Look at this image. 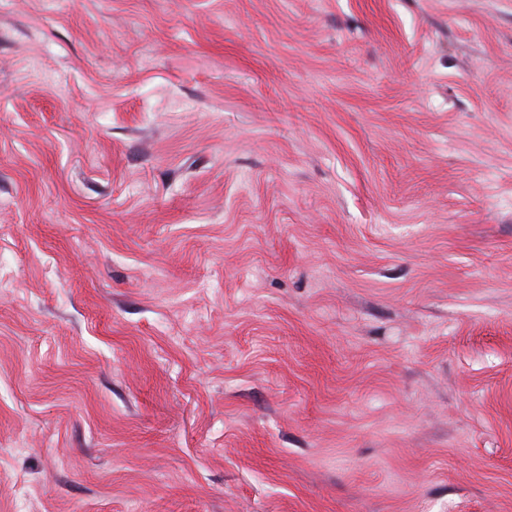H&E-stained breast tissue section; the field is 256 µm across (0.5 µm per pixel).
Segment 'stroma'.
<instances>
[{
	"label": "stroma",
	"mask_w": 512,
	"mask_h": 512,
	"mask_svg": "<svg viewBox=\"0 0 512 512\" xmlns=\"http://www.w3.org/2000/svg\"><path fill=\"white\" fill-rule=\"evenodd\" d=\"M0 512H512V0H0Z\"/></svg>",
	"instance_id": "35a3bbf8"
}]
</instances>
